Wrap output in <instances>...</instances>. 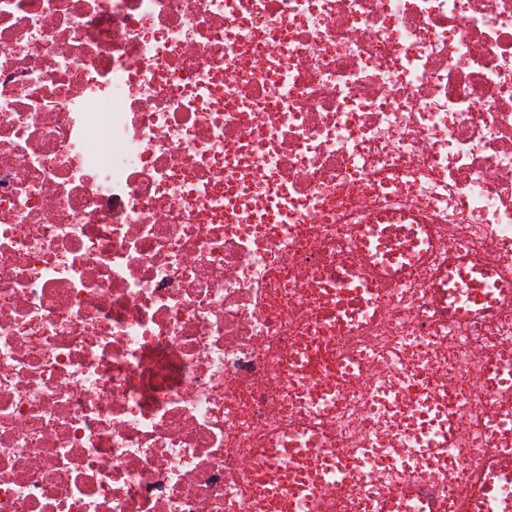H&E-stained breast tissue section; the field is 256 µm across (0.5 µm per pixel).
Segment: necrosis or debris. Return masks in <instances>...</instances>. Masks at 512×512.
Masks as SVG:
<instances>
[{
	"label": "necrosis or debris",
	"mask_w": 512,
	"mask_h": 512,
	"mask_svg": "<svg viewBox=\"0 0 512 512\" xmlns=\"http://www.w3.org/2000/svg\"><path fill=\"white\" fill-rule=\"evenodd\" d=\"M363 226L493 300L370 275ZM511 343L512 0H0V512H311L288 447L355 476L322 512H512L498 399L451 450L490 482L417 480L430 352ZM359 242H361L359 253L362 261L369 260L371 252L375 251L382 255L387 269L397 266L398 272L407 278L420 273L431 276L438 274L447 286L449 284L450 288H454L453 295L461 298L465 306L483 305L490 298V294L474 290V288H482L488 282L490 272L459 253L449 254L448 265L441 270H435L430 262L435 249L434 244H424L414 256L406 257L388 252L384 243L365 233H362ZM431 246L432 249H430Z\"/></svg>",
	"instance_id": "4bbe7bcc"
}]
</instances>
